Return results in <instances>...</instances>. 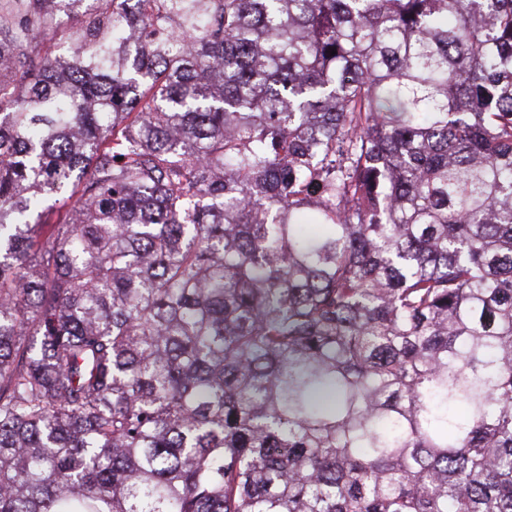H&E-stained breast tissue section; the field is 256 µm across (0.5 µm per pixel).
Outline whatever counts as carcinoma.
<instances>
[{
  "mask_svg": "<svg viewBox=\"0 0 512 512\" xmlns=\"http://www.w3.org/2000/svg\"><path fill=\"white\" fill-rule=\"evenodd\" d=\"M0 62V512H512V0H0Z\"/></svg>",
  "mask_w": 512,
  "mask_h": 512,
  "instance_id": "obj_1",
  "label": "carcinoma"
}]
</instances>
